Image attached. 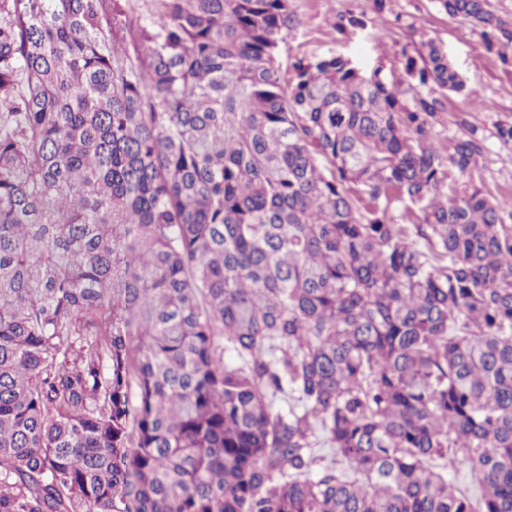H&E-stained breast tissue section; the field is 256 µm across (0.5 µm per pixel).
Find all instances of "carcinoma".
<instances>
[{"label":"carcinoma","instance_id":"1","mask_svg":"<svg viewBox=\"0 0 512 512\" xmlns=\"http://www.w3.org/2000/svg\"><path fill=\"white\" fill-rule=\"evenodd\" d=\"M437 4L512 71V15ZM298 24L0 0V512H512V200L436 133L471 92L433 40L288 73Z\"/></svg>","mask_w":512,"mask_h":512}]
</instances>
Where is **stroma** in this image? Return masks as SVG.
Returning a JSON list of instances; mask_svg holds the SVG:
<instances>
[{
	"label": "stroma",
	"mask_w": 512,
	"mask_h": 512,
	"mask_svg": "<svg viewBox=\"0 0 512 512\" xmlns=\"http://www.w3.org/2000/svg\"><path fill=\"white\" fill-rule=\"evenodd\" d=\"M292 7L299 24L280 45L278 61L285 69L298 58L342 56L363 72L381 69L383 77L393 81L401 72L403 50L430 38L443 42L450 62L477 97L449 94L439 137L461 136L455 117L458 111H468L470 121L488 135L479 166L489 191L499 198L512 197V152L493 135L495 122L512 120V74L486 49L480 29L441 12L435 0H392L390 11L380 17L372 13V0H292ZM347 12L369 14L366 28L337 33L336 17Z\"/></svg>",
	"instance_id": "stroma-1"
}]
</instances>
